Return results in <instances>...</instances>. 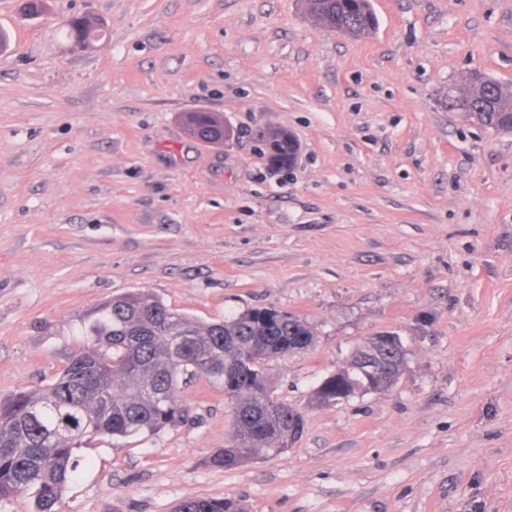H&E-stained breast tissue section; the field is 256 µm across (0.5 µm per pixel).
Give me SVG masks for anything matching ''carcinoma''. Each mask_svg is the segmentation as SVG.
Listing matches in <instances>:
<instances>
[{"mask_svg": "<svg viewBox=\"0 0 512 512\" xmlns=\"http://www.w3.org/2000/svg\"><path fill=\"white\" fill-rule=\"evenodd\" d=\"M306 14L327 29L351 37L377 24L370 0H304ZM74 47L86 49L99 33L85 18L69 22ZM496 131H512V91L499 82L472 76L448 91V101ZM189 133L207 143L224 141V121L213 112L185 115ZM262 142L270 159L289 166L297 144L288 131L267 130ZM86 345L72 353L51 382L0 397V503L26 495L31 512H60L63 493L75 472L77 451L97 436H153L182 424L187 409L181 384L200 376L224 388L233 432L210 459L233 469L255 459L275 457L303 432V411L272 396L266 362L310 347L315 331L305 321L275 307L248 309L215 322H202L141 292L115 296L82 326ZM190 341L176 349L173 337ZM373 359L377 377H365L364 361ZM405 351L377 346L369 338L345 364L322 380L311 404L342 402L343 392L394 385ZM173 512H243L226 498L180 502Z\"/></svg>", "mask_w": 512, "mask_h": 512, "instance_id": "cac0c4a2", "label": "carcinoma"}]
</instances>
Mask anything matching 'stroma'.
<instances>
[{"instance_id":"1","label":"stroma","mask_w":512,"mask_h":512,"mask_svg":"<svg viewBox=\"0 0 512 512\" xmlns=\"http://www.w3.org/2000/svg\"><path fill=\"white\" fill-rule=\"evenodd\" d=\"M352 38L300 0H0V395L50 381L112 296L144 291L211 322L275 307L308 349L270 360L304 409L278 457L210 466L224 391L187 421L79 451L61 512H512V133L445 107L478 73L512 87V0H371ZM104 37L73 48L65 21ZM221 115L208 144L185 113ZM284 128L292 170L261 131ZM400 336L383 392L314 407L368 337ZM173 512H244L232 499L200 498L180 502Z\"/></svg>"}]
</instances>
